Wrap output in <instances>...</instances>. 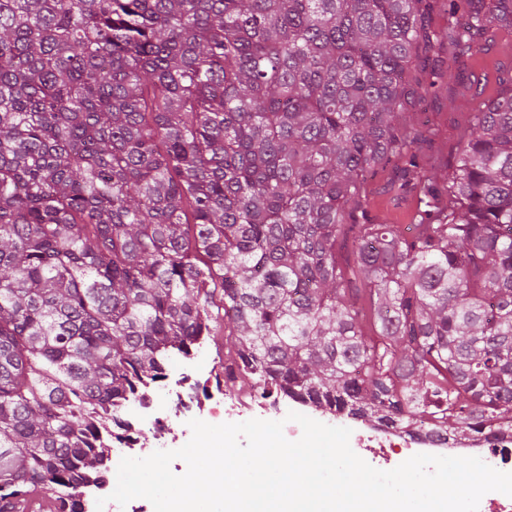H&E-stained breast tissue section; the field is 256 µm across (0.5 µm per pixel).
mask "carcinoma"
I'll return each instance as SVG.
<instances>
[{"label":"carcinoma","mask_w":512,"mask_h":512,"mask_svg":"<svg viewBox=\"0 0 512 512\" xmlns=\"http://www.w3.org/2000/svg\"><path fill=\"white\" fill-rule=\"evenodd\" d=\"M437 2L0 0V512L40 489L82 512L99 424L217 321L269 393L512 429V75L446 182L408 116L415 47L448 42L462 86L512 0H448L442 32ZM388 163L417 223L349 222Z\"/></svg>","instance_id":"cac0c4a2"}]
</instances>
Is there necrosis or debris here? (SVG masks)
<instances>
[{
    "mask_svg": "<svg viewBox=\"0 0 512 512\" xmlns=\"http://www.w3.org/2000/svg\"><path fill=\"white\" fill-rule=\"evenodd\" d=\"M289 412L285 398L262 392L256 382L227 383L224 378V356L211 353L210 343L198 342V352L189 361L172 366L165 379L147 385L142 392L130 397L122 408L118 421L104 436L109 459L146 457L159 450L180 448L182 440L190 439V420L210 424L223 423L225 418L279 421ZM179 423L181 437H170L172 423ZM351 445L368 454V462L380 467L389 462L398 448L418 454L453 456L467 453L481 458L489 466L512 472V430L498 434L487 442L478 438L459 440L426 431L408 433L391 425L368 420L359 421L353 429ZM111 470H103L80 489L83 512H154L152 504L143 498L131 500L125 507L110 501ZM106 498L104 509H97V498Z\"/></svg>",
    "mask_w": 512,
    "mask_h": 512,
    "instance_id": "4bbe7bcc",
    "label": "necrosis or debris"
}]
</instances>
